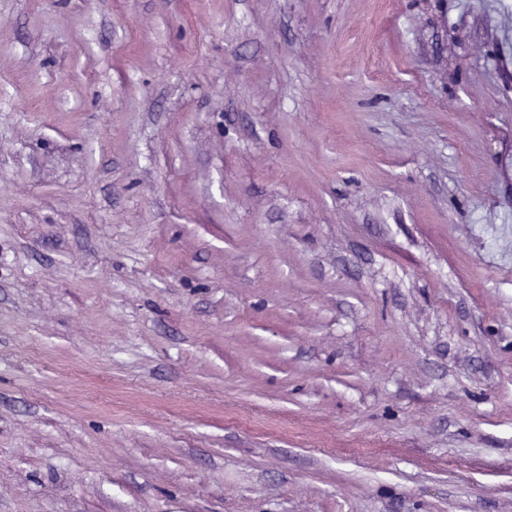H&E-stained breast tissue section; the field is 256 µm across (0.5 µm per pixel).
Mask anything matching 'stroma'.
Returning a JSON list of instances; mask_svg holds the SVG:
<instances>
[{
	"label": "stroma",
	"mask_w": 512,
	"mask_h": 512,
	"mask_svg": "<svg viewBox=\"0 0 512 512\" xmlns=\"http://www.w3.org/2000/svg\"><path fill=\"white\" fill-rule=\"evenodd\" d=\"M0 512H512V0H0Z\"/></svg>",
	"instance_id": "obj_1"
}]
</instances>
